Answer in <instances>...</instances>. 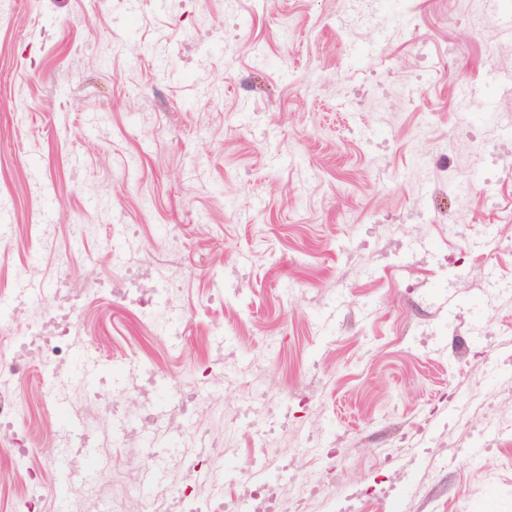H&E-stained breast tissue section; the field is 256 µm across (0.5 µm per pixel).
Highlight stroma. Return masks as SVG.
Returning <instances> with one entry per match:
<instances>
[{
	"mask_svg": "<svg viewBox=\"0 0 512 512\" xmlns=\"http://www.w3.org/2000/svg\"><path fill=\"white\" fill-rule=\"evenodd\" d=\"M482 10L478 34L457 0H0V398L18 402L0 512H55L62 411L101 456L67 512L206 500L186 464L297 456L312 434L313 512H512V433L463 455L480 409L512 423L488 338L512 337V175L472 141L512 138V0ZM143 263L165 290L137 308L119 287ZM59 278L87 289L66 353L168 375L209 454L148 447L175 428L134 380L64 363L46 381L49 351L11 368L54 306L12 308L16 289ZM118 414L136 425L117 441Z\"/></svg>",
	"mask_w": 512,
	"mask_h": 512,
	"instance_id": "obj_1",
	"label": "stroma"
}]
</instances>
